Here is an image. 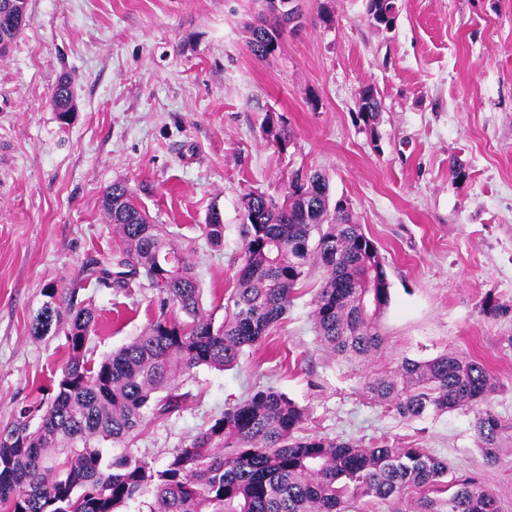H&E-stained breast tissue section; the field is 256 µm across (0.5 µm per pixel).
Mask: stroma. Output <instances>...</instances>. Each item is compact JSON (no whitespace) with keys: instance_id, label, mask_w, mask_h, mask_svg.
Masks as SVG:
<instances>
[{"instance_id":"stroma-1","label":"stroma","mask_w":512,"mask_h":512,"mask_svg":"<svg viewBox=\"0 0 512 512\" xmlns=\"http://www.w3.org/2000/svg\"><path fill=\"white\" fill-rule=\"evenodd\" d=\"M396 5L387 31L367 0H302L299 30L259 58L247 40L264 0H28L30 22L0 56V427L52 389L66 360L63 336L31 334L46 286L78 288L97 308L96 361L155 314L149 285L79 280L89 258L119 246L101 207L112 183L174 232L219 323L241 263L242 197L284 200L318 171L384 265L383 351L348 366L324 350L311 318L322 270L311 266L266 340L232 367L180 377L186 405L148 417L128 451L164 469L224 409L272 388L305 408L306 432L425 449L512 512V452L486 465L473 410L406 419L363 390L402 358L462 353L488 368V404L512 420V0ZM63 76L75 106L65 123L52 101ZM367 85L382 102L372 130L356 117ZM214 207L217 248L202 230ZM488 303L507 314L486 316Z\"/></svg>"}]
</instances>
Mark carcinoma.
I'll return each mask as SVG.
<instances>
[{
	"instance_id": "1",
	"label": "carcinoma",
	"mask_w": 512,
	"mask_h": 512,
	"mask_svg": "<svg viewBox=\"0 0 512 512\" xmlns=\"http://www.w3.org/2000/svg\"><path fill=\"white\" fill-rule=\"evenodd\" d=\"M395 9L388 0H367L368 18L379 29L392 27ZM279 25L277 17L249 29L254 56L265 57ZM70 94L69 82L59 80L54 106H67ZM380 115L381 99L368 86L358 119L372 131ZM327 191L325 177L314 172L281 203L262 193L246 195L261 223L243 215L237 288L216 325L202 310L199 280L171 232L150 222L125 184H112L102 209L123 247L90 260L83 278L113 290L145 279L157 292V311L141 335L95 363L88 353L97 309L78 299L77 288L65 297L52 285L43 289L46 301L32 334L64 333L68 358L53 392L20 407L12 424L0 429V512H116L145 496L149 512H347L349 502L361 498L384 502L389 512H499L487 487L454 475L446 461L420 448H362L300 434L305 410L272 388L200 428L163 470L103 447L122 443L149 411H177L186 398L178 377L202 365L222 370L244 348L260 344L288 314L313 262L324 269L311 312L323 348L347 363L382 350L380 318L390 301L383 264L343 201L329 208ZM203 234L210 245L223 244L217 209ZM364 388L408 419L477 409L474 429L490 467L512 446V421L481 408L496 385L477 360L448 353L404 358L393 373L368 377Z\"/></svg>"
}]
</instances>
